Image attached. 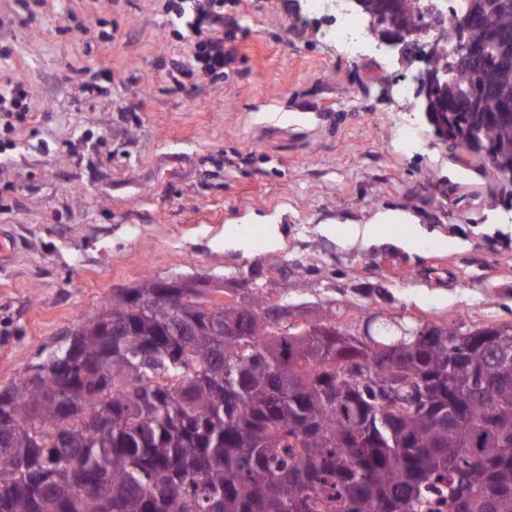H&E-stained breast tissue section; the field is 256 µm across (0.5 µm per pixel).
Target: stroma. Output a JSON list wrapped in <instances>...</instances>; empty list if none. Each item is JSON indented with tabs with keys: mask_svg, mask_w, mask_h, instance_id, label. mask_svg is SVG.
I'll return each mask as SVG.
<instances>
[{
	"mask_svg": "<svg viewBox=\"0 0 512 512\" xmlns=\"http://www.w3.org/2000/svg\"><path fill=\"white\" fill-rule=\"evenodd\" d=\"M169 0H0V83L22 78L27 119L0 125V389L64 346L113 291L202 279L260 286L351 330L374 314L439 325L512 324V183L438 139L416 96L419 62L326 44L303 0H236L224 79L171 74L192 33ZM395 210L447 245L405 250L406 228L367 246L353 225ZM284 244L224 246L262 218Z\"/></svg>",
	"mask_w": 512,
	"mask_h": 512,
	"instance_id": "stroma-1",
	"label": "stroma"
}]
</instances>
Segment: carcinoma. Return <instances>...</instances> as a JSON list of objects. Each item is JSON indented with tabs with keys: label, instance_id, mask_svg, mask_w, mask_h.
I'll list each match as a JSON object with an SVG mask.
<instances>
[{
	"label": "carcinoma",
	"instance_id": "obj_1",
	"mask_svg": "<svg viewBox=\"0 0 512 512\" xmlns=\"http://www.w3.org/2000/svg\"><path fill=\"white\" fill-rule=\"evenodd\" d=\"M448 26L483 37L433 91L450 138L512 175V6L464 0ZM404 0L399 24L427 21ZM151 277L87 321L60 372L22 375L0 403V512H512V332L489 349L448 343L457 324L400 332L383 320L356 345L337 332L259 325L266 297L208 298ZM405 374L418 406L394 413L357 361ZM69 394L74 419L61 423Z\"/></svg>",
	"mask_w": 512,
	"mask_h": 512
}]
</instances>
